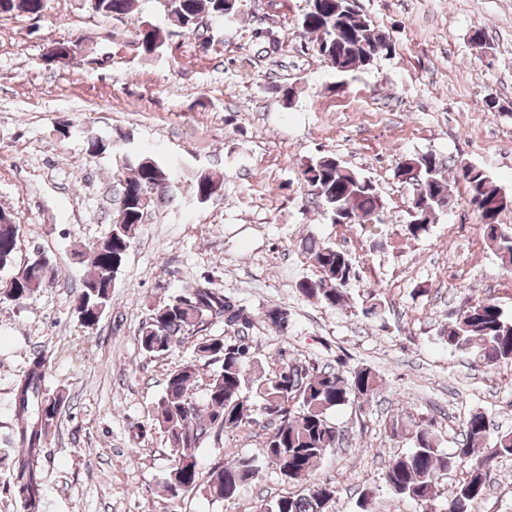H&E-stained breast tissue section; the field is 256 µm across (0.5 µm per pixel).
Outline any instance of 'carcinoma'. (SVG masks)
Masks as SVG:
<instances>
[{
    "label": "carcinoma",
    "instance_id": "carcinoma-1",
    "mask_svg": "<svg viewBox=\"0 0 512 512\" xmlns=\"http://www.w3.org/2000/svg\"><path fill=\"white\" fill-rule=\"evenodd\" d=\"M89 10L102 16L135 14L138 0H86ZM45 0H0V15H40ZM170 27L142 23L136 30L140 50L154 56L169 46L180 30L199 32L205 16L233 17L239 12L234 0H165ZM302 30L312 35L308 50L338 65L347 73L369 68L382 54L392 52L385 34L371 20L358 14L353 0H306L299 18ZM58 53L48 65H67L81 54L71 40L57 42ZM88 154L112 150V142L86 136ZM130 174L121 181V207L106 232L89 248L92 272L72 292V309L81 326L94 329L112 307V288L124 267L132 244L152 207L169 202L179 191L175 171L150 155L129 158ZM443 162L433 152L407 158L399 174L411 188L420 190L421 209L402 225L404 235L418 239L428 231L432 218L452 200L454 185L442 176ZM302 181L315 189L319 206L328 213H345L363 221H382L384 203L376 186L357 169L334 155H323L302 164ZM456 180L466 184L469 201L483 226L485 239L502 267L512 270V227L500 222L512 208V194L504 192L482 168L467 165ZM222 181L206 171L193 177L195 196L206 201L217 193ZM21 225L0 210V306L22 305L53 287L58 269L44 251L33 252L22 262L16 256ZM303 251L315 268L313 276L297 284L301 295L334 309H344L345 289L357 272L348 253L315 238L307 239ZM216 322L234 332L198 337ZM262 324L276 333L288 329V311L267 308L253 314L224 296L208 279L183 286L176 294L155 304L139 328L137 342L147 357L167 355L195 340L193 357L175 365L166 375L160 397L151 408V429L163 435L168 448L164 489L171 500L199 488L217 501H230L240 489L259 478L269 459L276 460L281 479L290 484L305 480L313 467L340 444V434L330 414L355 399L369 400L380 388L379 377L369 367L347 373L315 369L300 363H284L266 373L255 370V351L250 332ZM444 342L454 351L473 353L484 367L512 362V319L494 301H467L448 326ZM218 365L208 374L205 368ZM48 357L34 351L16 381L14 409L18 421V451L11 458L12 492L22 512H41L43 498L42 448L49 430L58 421L67 397L47 385ZM208 375L201 398L193 396L203 375ZM272 425L256 455L227 463L218 462L203 472L199 451L208 442H218L227 431L257 422ZM390 432L410 440L412 447L389 461L384 473L394 494L414 501L421 512L446 495L445 512H475L497 460L512 455V431L490 436L486 413L475 411L462 424L465 443L452 453L438 448L431 424L422 416L398 415ZM465 468V477L447 488L442 480L451 470ZM336 490L312 483L297 494L280 495L260 504L258 512H329Z\"/></svg>",
    "mask_w": 512,
    "mask_h": 512
}]
</instances>
